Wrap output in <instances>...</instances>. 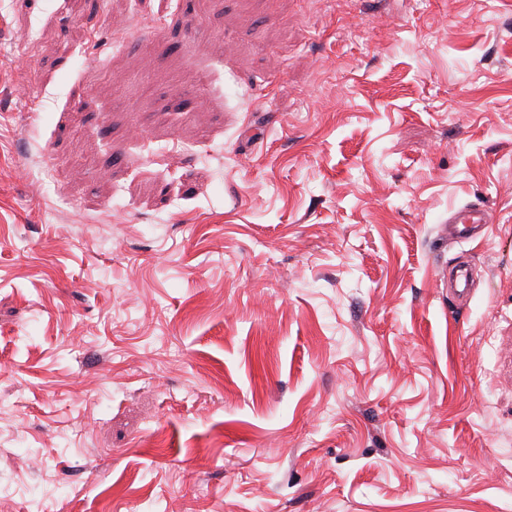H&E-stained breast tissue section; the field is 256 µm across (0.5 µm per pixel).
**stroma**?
I'll return each instance as SVG.
<instances>
[{"label":"stroma","instance_id":"obj_1","mask_svg":"<svg viewBox=\"0 0 512 512\" xmlns=\"http://www.w3.org/2000/svg\"><path fill=\"white\" fill-rule=\"evenodd\" d=\"M0 512H512V0H0ZM450 234L459 241L473 238L480 227L492 224V214L484 205L470 204L455 210L448 219Z\"/></svg>","mask_w":512,"mask_h":512}]
</instances>
